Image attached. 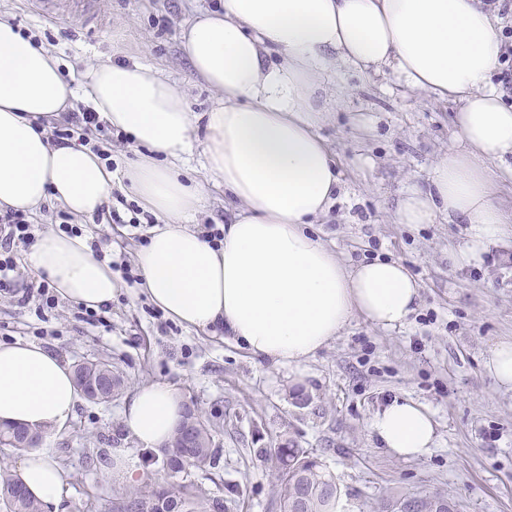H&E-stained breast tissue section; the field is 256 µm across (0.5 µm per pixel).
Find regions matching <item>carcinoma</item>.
<instances>
[{
	"mask_svg": "<svg viewBox=\"0 0 512 512\" xmlns=\"http://www.w3.org/2000/svg\"><path fill=\"white\" fill-rule=\"evenodd\" d=\"M112 364L102 359H88L75 365L85 373L109 371ZM199 442L195 448L179 449L181 439L173 436V462L162 465L157 477L145 476L140 483L113 491L107 512H115L116 503H142L152 499L165 502L170 512H222L224 504L199 492L197 472H205L217 461L214 434L220 424L214 417L199 415ZM280 466L278 497L283 512H336V493L329 490L333 475L327 472L316 457L290 443H282L269 452ZM192 463L184 470L180 458ZM416 501L427 509L416 512H455V504L441 495L418 497ZM44 506L34 496L24 492L6 467H0V512H43Z\"/></svg>",
	"mask_w": 512,
	"mask_h": 512,
	"instance_id": "cac0c4a2",
	"label": "carcinoma"
}]
</instances>
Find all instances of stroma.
<instances>
[{"mask_svg": "<svg viewBox=\"0 0 512 512\" xmlns=\"http://www.w3.org/2000/svg\"><path fill=\"white\" fill-rule=\"evenodd\" d=\"M216 2L91 0L86 17L50 22L38 17L34 0H0V14L59 58L75 102L84 100L91 64L135 59L181 83L200 115L215 94L196 79L179 39L185 24ZM338 81L345 90L330 100L321 133L342 193L311 233L345 263L403 260L421 284L406 325L384 331L357 317L314 358L275 366L223 331L185 328L159 315L139 289L122 288L95 325L75 321L64 300L41 321L32 305L0 295V342H34L71 366L107 359L122 372L125 393L167 381L185 404L219 416V458L200 483L223 499L224 512H281L279 469L260 451L285 442L326 463L341 486L343 512H374L381 501L424 494L450 498L457 512H512V390L500 388L485 367L493 346L512 338V233L490 245L481 263L468 265L459 260L467 241L460 222L397 223L406 189L426 185L435 158L453 142L455 106L392 75L345 72ZM78 223L84 235L109 234L129 261L149 238L144 226H103L93 216ZM296 387L309 396L306 407L293 403ZM394 399L433 413L438 439L425 456L395 457L373 436V416ZM123 403V396L79 400L52 433L51 456L67 475L65 512H80L88 501L107 506L118 486L106 477L108 464L87 465V449L157 472L120 423Z\"/></svg>", "mask_w": 512, "mask_h": 512, "instance_id": "35a3bbf8", "label": "stroma"}]
</instances>
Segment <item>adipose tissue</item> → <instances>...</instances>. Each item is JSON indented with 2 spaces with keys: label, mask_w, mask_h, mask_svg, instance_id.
Here are the masks:
<instances>
[{
  "label": "adipose tissue",
  "mask_w": 512,
  "mask_h": 512,
  "mask_svg": "<svg viewBox=\"0 0 512 512\" xmlns=\"http://www.w3.org/2000/svg\"><path fill=\"white\" fill-rule=\"evenodd\" d=\"M498 12L491 0H219L188 22L180 44L217 95L204 141L195 137L183 88L155 66L101 60L90 67L85 99L146 149L121 172L89 146L53 143L40 121L61 117L73 91L58 58L0 17V209L36 217L51 201L91 216L127 187L156 219L135 254L150 301L185 327L223 328L277 366L313 358L357 316L382 330L402 327L421 288L406 265L345 264L307 230L341 193L318 132L325 96L350 68L390 73L456 103L453 144L427 186L406 190L396 221H463L469 241L460 259L476 261L501 233L492 169L512 172V101L491 81L502 52ZM197 144L200 181L179 169ZM210 184L232 206L217 247L188 225ZM22 263L61 299L94 310L119 289L85 236L43 230ZM77 399L74 372L57 354L26 340L0 343V423L48 433ZM183 412L176 386L149 382L126 399L120 422L141 445L158 448ZM370 428L404 459L426 455L437 438L430 411L410 399L389 402ZM13 471L46 506L59 507L66 474L48 449L19 450Z\"/></svg>",
  "instance_id": "adipose-tissue-1"
}]
</instances>
